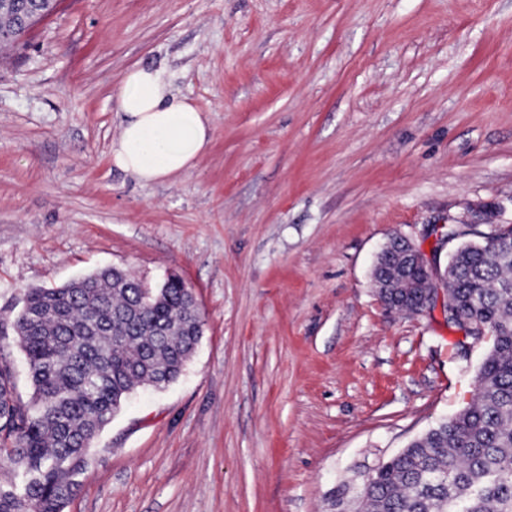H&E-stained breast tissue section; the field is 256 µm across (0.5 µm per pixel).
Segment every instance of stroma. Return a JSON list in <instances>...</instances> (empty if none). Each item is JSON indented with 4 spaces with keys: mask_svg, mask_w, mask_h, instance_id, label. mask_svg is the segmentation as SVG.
<instances>
[{
    "mask_svg": "<svg viewBox=\"0 0 512 512\" xmlns=\"http://www.w3.org/2000/svg\"><path fill=\"white\" fill-rule=\"evenodd\" d=\"M209 119L190 172L117 168L116 94ZM512 224V0H57L0 54V324L97 268L191 289L181 376L136 389L64 512H354L471 401L487 341L388 309L376 253Z\"/></svg>",
    "mask_w": 512,
    "mask_h": 512,
    "instance_id": "stroma-1",
    "label": "stroma"
}]
</instances>
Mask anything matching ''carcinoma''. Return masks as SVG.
I'll return each instance as SVG.
<instances>
[{
	"instance_id": "1",
	"label": "carcinoma",
	"mask_w": 512,
	"mask_h": 512,
	"mask_svg": "<svg viewBox=\"0 0 512 512\" xmlns=\"http://www.w3.org/2000/svg\"><path fill=\"white\" fill-rule=\"evenodd\" d=\"M4 41L25 30L0 18ZM391 286L418 273L386 263ZM448 292L458 317L493 330L473 399L381 466L359 512H512V225L500 224L451 256ZM200 315L180 278L148 291L102 268L62 286L28 288L12 329L33 393L23 402L0 348V456L22 468L23 491L0 487V512H63L87 451L138 386L174 381L199 340Z\"/></svg>"
}]
</instances>
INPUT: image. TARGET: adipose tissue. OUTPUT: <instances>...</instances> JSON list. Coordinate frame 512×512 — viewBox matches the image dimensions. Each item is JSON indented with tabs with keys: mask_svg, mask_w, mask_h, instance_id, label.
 <instances>
[{
	"mask_svg": "<svg viewBox=\"0 0 512 512\" xmlns=\"http://www.w3.org/2000/svg\"><path fill=\"white\" fill-rule=\"evenodd\" d=\"M117 110L123 118L112 143V162L140 182L188 173L210 144L206 116L174 93L162 71L130 69L117 94Z\"/></svg>",
	"mask_w": 512,
	"mask_h": 512,
	"instance_id": "adipose-tissue-1",
	"label": "adipose tissue"
}]
</instances>
